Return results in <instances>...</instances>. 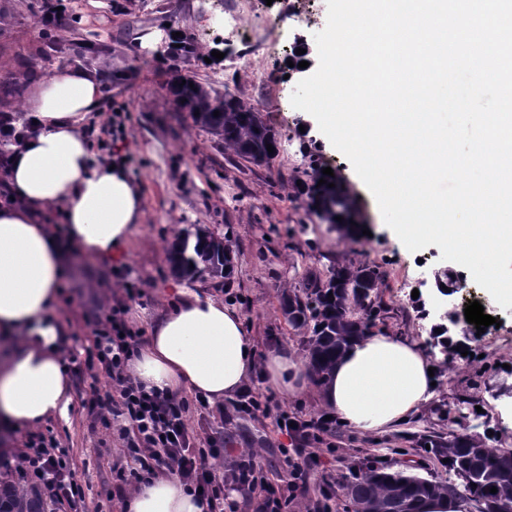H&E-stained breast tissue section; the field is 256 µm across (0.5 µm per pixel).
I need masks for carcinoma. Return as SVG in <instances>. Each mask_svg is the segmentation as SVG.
I'll list each match as a JSON object with an SVG mask.
<instances>
[{
	"label": "carcinoma",
	"instance_id": "1",
	"mask_svg": "<svg viewBox=\"0 0 512 512\" xmlns=\"http://www.w3.org/2000/svg\"><path fill=\"white\" fill-rule=\"evenodd\" d=\"M42 0L37 24L41 35L27 50L14 56L13 69L0 80V117L14 122L23 112L13 107L24 85L46 74L56 64L76 59L91 65L109 55L111 47L95 32H81L77 14L49 8ZM198 57L190 39H170L166 59L170 61L166 89L177 111L185 112L194 126L207 132L213 141L230 147L239 158L261 164L271 157L266 145L277 147L275 132L265 123L258 108L228 92L222 94L212 84L188 68ZM219 116H214V111ZM324 179L326 183L318 185ZM334 187H328V184ZM308 205L323 221L340 229L350 227L354 200L338 177L323 175L318 160H311L310 183L304 187ZM343 217L342 221L335 217ZM172 272L185 280L228 279L233 270L231 240L218 238L198 227L184 232L168 254ZM385 275L376 266L360 263L338 266L329 276L309 272L302 293L283 295L281 306L288 322L307 335L308 364L314 380L321 382L353 341L373 334L384 322L380 288ZM333 297H328V294ZM432 454L458 479H425L403 472H387L372 462L352 468V479L344 485L354 512H418L425 498L455 494L482 505L481 512H504L512 507V449L484 448L473 441L454 437L427 439ZM497 493H490L491 487ZM45 492L38 486L21 487L0 478V512H45Z\"/></svg>",
	"mask_w": 512,
	"mask_h": 512
}]
</instances>
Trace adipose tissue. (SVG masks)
I'll return each instance as SVG.
<instances>
[{
  "label": "adipose tissue",
  "mask_w": 512,
  "mask_h": 512,
  "mask_svg": "<svg viewBox=\"0 0 512 512\" xmlns=\"http://www.w3.org/2000/svg\"><path fill=\"white\" fill-rule=\"evenodd\" d=\"M105 83L96 71L68 67L32 85L26 121L35 132L13 145L0 196V426L40 427L67 418L72 395L64 331L50 312L74 254L109 260L139 224L142 196L124 159L93 163L81 124L97 113ZM64 223L48 224L49 211ZM432 362L420 343L383 332L352 343L319 389L325 408L353 428L375 433L407 421L435 394ZM255 349L237 308L178 289L129 365L146 387L185 388L215 403L242 392L256 371ZM264 377L301 392L303 362L279 348ZM121 512H205L177 478L132 491Z\"/></svg>",
  "instance_id": "obj_1"
}]
</instances>
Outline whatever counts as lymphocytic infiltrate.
Here are the masks:
<instances>
[{"label":"lymphocytic infiltrate","mask_w":512,"mask_h":512,"mask_svg":"<svg viewBox=\"0 0 512 512\" xmlns=\"http://www.w3.org/2000/svg\"><path fill=\"white\" fill-rule=\"evenodd\" d=\"M133 291L115 299L104 316L89 318L94 346L85 365L94 376L107 378L106 389L93 390L85 407L102 423L120 420L118 438L126 465L118 472L115 496L148 483L159 474L176 476L191 493L199 494L206 512H224V489L216 479L214 460L224 448L216 440L197 442L188 425L190 404L174 394L146 390L129 373L138 337L125 319ZM21 478H36L48 494L50 512H87L76 464L67 450L37 448L24 458Z\"/></svg>","instance_id":"1"}]
</instances>
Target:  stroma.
<instances>
[{
    "mask_svg": "<svg viewBox=\"0 0 512 512\" xmlns=\"http://www.w3.org/2000/svg\"><path fill=\"white\" fill-rule=\"evenodd\" d=\"M79 24L98 32L111 45L104 69L111 75L101 110L86 126L94 156L121 153L139 184L143 218L126 249L124 278L112 266L76 258L52 317L68 331L69 376L74 401L67 419L14 432L15 448L7 453L11 467H19L25 448L50 441L68 449L78 464L89 512H119L113 477L123 464L115 430L94 421L80 400L93 389L107 386L106 378L91 377L84 368L91 333L88 313L101 309L120 295L121 284L139 288L142 296L127 315L133 330L148 338L154 321L186 280L170 271L168 252L175 239L193 225L216 235H230L234 271L229 284L210 278L196 280L213 297L241 312L246 331L258 355L277 345L297 356L307 354L306 338L292 328L281 309L283 292L300 288L305 275L327 273L333 267L372 263L385 274L383 299L390 309L385 330L391 335L428 342L433 317L416 307L411 289L420 287L423 272L444 267L438 246L412 252L380 221L378 204L354 171L351 162L320 131L315 118L288 107L286 96L301 73H287L283 56L253 46L242 58L238 35L225 32L224 12L237 7L242 26H276L286 46L297 43L317 58L315 34L328 18L327 0H74ZM40 0H0V56L12 57L38 34L36 15ZM308 11L310 26L295 28L291 15ZM182 32L207 58L197 71L221 92H229L255 105L276 133L278 150L266 163L254 165L229 148L216 147L210 135L195 127L186 113L176 111L163 87L164 65L158 47H143L141 36ZM222 59H211L212 51ZM311 131L302 137L301 128ZM337 172L358 201L355 217L364 234L352 237L324 223L308 207L300 185L308 181L311 159ZM479 301L497 326L473 340L474 356L429 355L438 367V387L420 413L396 430L372 434L339 422L321 442L309 445L292 439L271 418L248 419L234 428L224 443L223 463L254 449V462L265 483L273 485L288 506L283 512H304L306 506L328 504L329 512H351L341 487L351 478L353 465L381 459L388 471H403L423 478H448V471L418 447L421 438L458 436L488 448L512 449V400L497 399L493 390L512 387V308H501L473 277L448 299L449 334L453 340L468 336L466 303ZM245 395H263L286 409L289 416L308 420L324 415L316 385L301 396H284L277 388L252 378ZM448 410L452 420L439 421L435 406ZM314 457L301 479L282 468L283 455Z\"/></svg>",
    "mask_w": 512,
    "mask_h": 512,
    "instance_id": "1",
    "label": "stroma"
}]
</instances>
